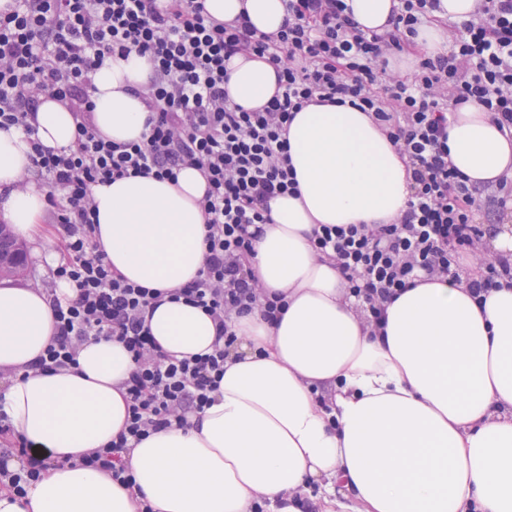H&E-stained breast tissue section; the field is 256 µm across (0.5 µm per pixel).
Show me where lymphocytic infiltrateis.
Listing matches in <instances>:
<instances>
[{"instance_id": "obj_1", "label": "lymphocytic infiltrate", "mask_w": 512, "mask_h": 512, "mask_svg": "<svg viewBox=\"0 0 512 512\" xmlns=\"http://www.w3.org/2000/svg\"><path fill=\"white\" fill-rule=\"evenodd\" d=\"M288 18L277 32L251 27L244 17L211 19L205 0H11L0 9V129H21L32 148V171L48 187V204L68 257L53 274L75 295L54 302L55 333L37 370L76 365L92 337L119 340L135 367L121 384L129 416L104 447L78 459L83 468L132 488L127 458L151 433L184 427L201 414L224 375V362L241 343L233 320L260 309L280 321L281 294L265 296L254 274V225L277 194L297 193L285 132L308 103L350 104L371 113L413 171L411 198L389 224H322L314 231L317 258H330L347 295L361 300L371 333L382 330L385 305L417 278L467 285L476 301L512 285V259L489 255L481 215L512 211V173L483 191L472 189L448 160V109L475 101L503 133L512 134V0H479L457 25L449 51L420 59L406 74L388 73L389 59L410 46L428 11L440 0H398L385 33L351 22L345 0H285ZM137 53L152 71L134 87L149 111L141 143L102 138L89 92L105 57ZM248 52L267 58L278 91L262 107L228 102L227 62ZM74 112L73 147H43L32 120L44 99ZM186 165L207 188L199 205L207 252L196 280L170 292L126 282L95 244L91 189L127 177L176 179ZM480 263V275L465 266ZM183 300L215 325L214 349L191 359L165 354L146 321L164 300ZM0 414V487L25 497L51 468Z\"/></svg>"}]
</instances>
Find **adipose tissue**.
Masks as SVG:
<instances>
[{
    "label": "adipose tissue",
    "instance_id": "ef3b65f1",
    "mask_svg": "<svg viewBox=\"0 0 512 512\" xmlns=\"http://www.w3.org/2000/svg\"><path fill=\"white\" fill-rule=\"evenodd\" d=\"M363 31L390 30L397 0H346ZM210 17L247 14L262 32L286 18L283 0H205ZM477 0H441L395 72L449 46L447 22L470 18ZM225 85L231 103L263 106L277 89L267 59L235 55ZM146 58H106L90 91L94 125L115 142L144 141L148 111L128 88L144 83ZM40 142L74 145L77 121L55 100L35 114ZM288 160L299 193L269 200L253 269L284 294L281 320L259 311L235 322L244 343L200 419L152 434L133 448L134 490L68 464L124 429L120 384L134 364L125 346L90 338L71 368L32 371L0 389V413L14 435L57 467L22 498L0 490V512H137L144 494L156 512H303L311 484L324 512H512V286L478 305L465 284L419 282L386 306L371 335L359 303L345 295L330 259H316L319 224H387L406 209L412 171L372 118L351 105L309 104L288 126ZM22 131L0 130V221L28 240L48 239L47 194L16 183L32 167ZM448 159L480 188L512 168V138L475 103L450 106ZM206 189L193 166L176 180L121 179L93 186L97 238L113 271L170 290L197 278L205 261ZM66 281L55 298H72ZM51 297V298H54ZM50 297L0 285V370L44 355L54 334ZM163 352L182 359L211 352L215 326L201 309L167 301L148 320Z\"/></svg>",
    "mask_w": 512,
    "mask_h": 512
}]
</instances>
